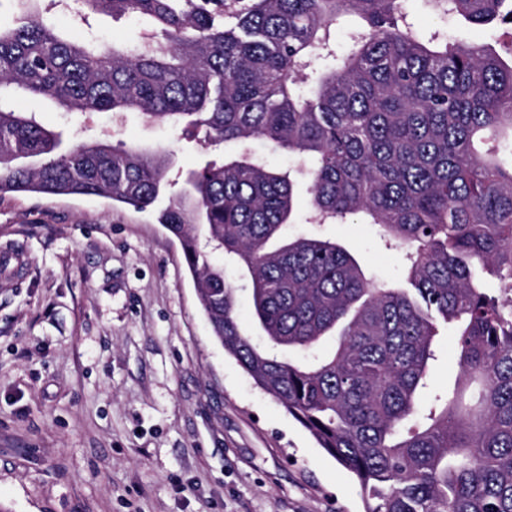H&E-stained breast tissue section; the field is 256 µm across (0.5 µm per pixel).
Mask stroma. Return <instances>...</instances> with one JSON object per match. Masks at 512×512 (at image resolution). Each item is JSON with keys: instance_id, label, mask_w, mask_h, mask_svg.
<instances>
[{"instance_id": "1", "label": "stroma", "mask_w": 512, "mask_h": 512, "mask_svg": "<svg viewBox=\"0 0 512 512\" xmlns=\"http://www.w3.org/2000/svg\"><path fill=\"white\" fill-rule=\"evenodd\" d=\"M411 21L498 48L500 29L413 0ZM102 42H136L138 19L101 15ZM64 146L92 137L167 151L169 178L232 153L140 114L78 118L26 96ZM336 240L366 273L403 286L401 249L377 226L290 225ZM432 390L459 375L437 338ZM353 473L257 388L212 335L179 242L154 212L102 197L0 199V512H365Z\"/></svg>"}]
</instances>
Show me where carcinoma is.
Here are the masks:
<instances>
[{"mask_svg":"<svg viewBox=\"0 0 512 512\" xmlns=\"http://www.w3.org/2000/svg\"><path fill=\"white\" fill-rule=\"evenodd\" d=\"M0 28V196H99L146 210L169 185L166 154L104 140L65 152L18 93L84 116L235 143L192 171L158 222L181 245L213 336L358 479L367 512H512V48L425 36L408 0H72L65 10L134 16L135 45L72 39L57 0H12ZM440 15L512 26V0H424ZM362 28L341 52L335 26ZM302 160L269 167L247 144ZM309 221L362 216L405 249L406 288L365 273L340 244L288 235L296 185ZM216 251L249 278L252 319ZM493 276L504 301L476 268ZM461 372L423 404L440 327Z\"/></svg>","mask_w":512,"mask_h":512,"instance_id":"carcinoma-1","label":"carcinoma"}]
</instances>
